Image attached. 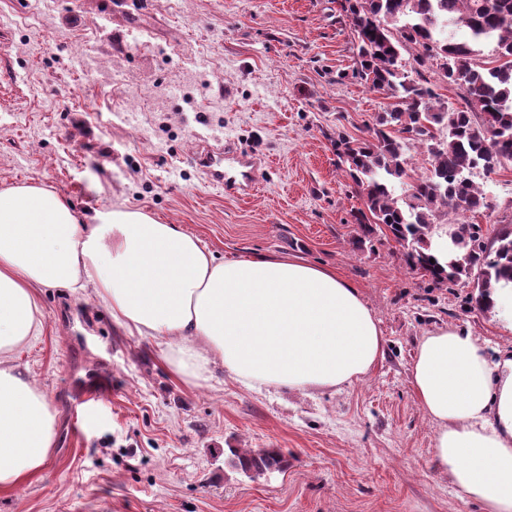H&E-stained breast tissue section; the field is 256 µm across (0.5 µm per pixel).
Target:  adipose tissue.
I'll return each mask as SVG.
<instances>
[{
    "label": "adipose tissue",
    "mask_w": 512,
    "mask_h": 512,
    "mask_svg": "<svg viewBox=\"0 0 512 512\" xmlns=\"http://www.w3.org/2000/svg\"><path fill=\"white\" fill-rule=\"evenodd\" d=\"M44 288L93 292L191 386L220 367L249 388L309 393L352 384L383 356L374 313L332 269L275 254L220 259L139 210L86 221L45 187L0 190V492L22 489L55 442L57 414L17 363L43 332ZM410 385L438 427L434 455L454 491L512 512V353L444 325L419 340Z\"/></svg>",
    "instance_id": "adipose-tissue-1"
}]
</instances>
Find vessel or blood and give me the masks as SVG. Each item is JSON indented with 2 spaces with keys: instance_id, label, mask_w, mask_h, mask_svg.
<instances>
[{
  "instance_id": "1",
  "label": "vessel or blood",
  "mask_w": 512,
  "mask_h": 512,
  "mask_svg": "<svg viewBox=\"0 0 512 512\" xmlns=\"http://www.w3.org/2000/svg\"><path fill=\"white\" fill-rule=\"evenodd\" d=\"M193 162L210 184L233 196L256 189L262 166L258 154L239 150L234 144L220 140L197 151Z\"/></svg>"
}]
</instances>
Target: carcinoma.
<instances>
[{"mask_svg":"<svg viewBox=\"0 0 512 512\" xmlns=\"http://www.w3.org/2000/svg\"><path fill=\"white\" fill-rule=\"evenodd\" d=\"M340 16L357 41L353 77L371 92L394 99L372 117L368 136H341L336 156L363 198L355 216L363 238L392 237L405 249L411 269L437 285L472 288L470 301L490 310L488 298L502 280L512 281V225L492 234L478 224L456 225L458 243L441 259L433 227L442 213H478L489 208L471 179L493 173L512 157V0H338ZM464 35L456 37V29ZM495 42L492 60L481 46ZM415 54L407 60L402 51ZM414 75H409V72ZM446 82L463 91L455 110L437 92ZM428 166L411 173V152ZM406 183L404 196L394 184ZM233 466L251 478L282 471L288 462L276 450L232 448Z\"/></svg>","mask_w":512,"mask_h":512,"instance_id":"carcinoma-1","label":"carcinoma"}]
</instances>
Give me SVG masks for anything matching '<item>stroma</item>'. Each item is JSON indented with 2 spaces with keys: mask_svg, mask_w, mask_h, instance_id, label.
<instances>
[{
  "mask_svg": "<svg viewBox=\"0 0 512 512\" xmlns=\"http://www.w3.org/2000/svg\"><path fill=\"white\" fill-rule=\"evenodd\" d=\"M353 42L336 0H0V190L42 185L82 215L139 209L222 259L334 269L384 336L373 370L338 389L258 391L221 370L192 387L94 295L43 289L45 330L19 362L58 414L56 444L0 512H482L439 469L409 369L436 326L508 353L512 332L468 288L411 270L392 238L358 244L363 203L333 142L366 136L391 100L353 78ZM216 136L266 156L252 196H226L192 163ZM473 179L489 207L470 223L512 224V163ZM81 312L95 323L79 335ZM92 369L109 387L75 404ZM234 448L288 465L252 480Z\"/></svg>",
  "mask_w": 512,
  "mask_h": 512,
  "instance_id": "obj_1",
  "label": "stroma"
}]
</instances>
